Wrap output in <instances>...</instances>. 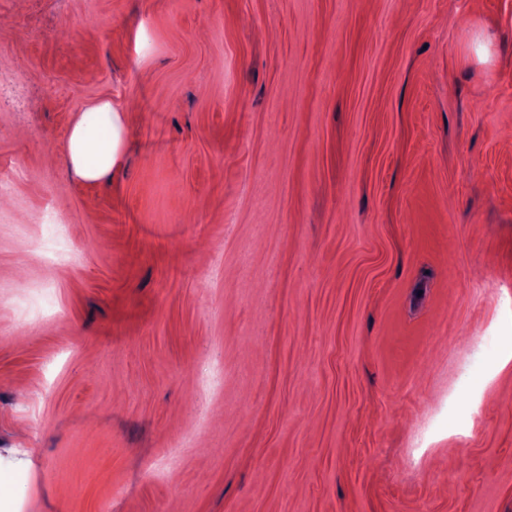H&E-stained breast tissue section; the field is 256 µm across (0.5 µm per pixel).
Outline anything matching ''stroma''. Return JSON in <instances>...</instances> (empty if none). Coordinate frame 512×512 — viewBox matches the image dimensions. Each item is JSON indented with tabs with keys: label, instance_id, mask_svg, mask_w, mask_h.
I'll list each match as a JSON object with an SVG mask.
<instances>
[{
	"label": "stroma",
	"instance_id": "obj_1",
	"mask_svg": "<svg viewBox=\"0 0 512 512\" xmlns=\"http://www.w3.org/2000/svg\"><path fill=\"white\" fill-rule=\"evenodd\" d=\"M0 95V512H512V0H0ZM117 113L109 101L101 102L84 112L73 125L71 134L60 154L61 163L76 176L96 180L112 173L115 148L112 150V119ZM97 131H107L109 139L103 146Z\"/></svg>",
	"mask_w": 512,
	"mask_h": 512
}]
</instances>
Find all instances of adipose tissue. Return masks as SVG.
Returning a JSON list of instances; mask_svg holds the SVG:
<instances>
[{
  "mask_svg": "<svg viewBox=\"0 0 512 512\" xmlns=\"http://www.w3.org/2000/svg\"><path fill=\"white\" fill-rule=\"evenodd\" d=\"M115 112L111 102H102L75 122L60 154L61 163L76 176L96 180L110 174L116 162L111 145H104L97 132L111 131Z\"/></svg>",
  "mask_w": 512,
  "mask_h": 512,
  "instance_id": "ef3b65f1",
  "label": "adipose tissue"
}]
</instances>
